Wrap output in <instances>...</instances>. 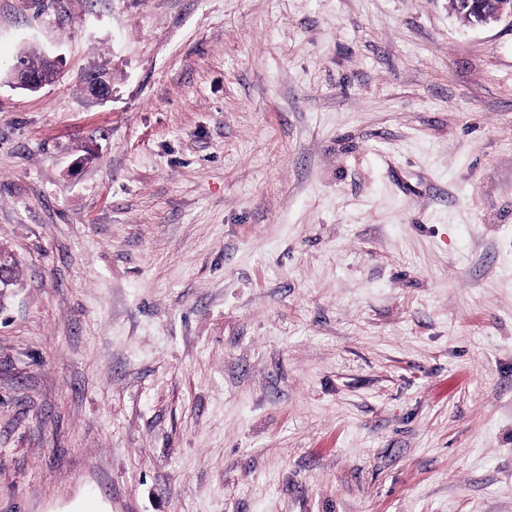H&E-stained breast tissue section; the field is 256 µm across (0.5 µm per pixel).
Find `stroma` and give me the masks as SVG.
Returning a JSON list of instances; mask_svg holds the SVG:
<instances>
[{
  "instance_id": "35a3bbf8",
  "label": "stroma",
  "mask_w": 512,
  "mask_h": 512,
  "mask_svg": "<svg viewBox=\"0 0 512 512\" xmlns=\"http://www.w3.org/2000/svg\"><path fill=\"white\" fill-rule=\"evenodd\" d=\"M0 249V512H512V22L0 0Z\"/></svg>"
}]
</instances>
